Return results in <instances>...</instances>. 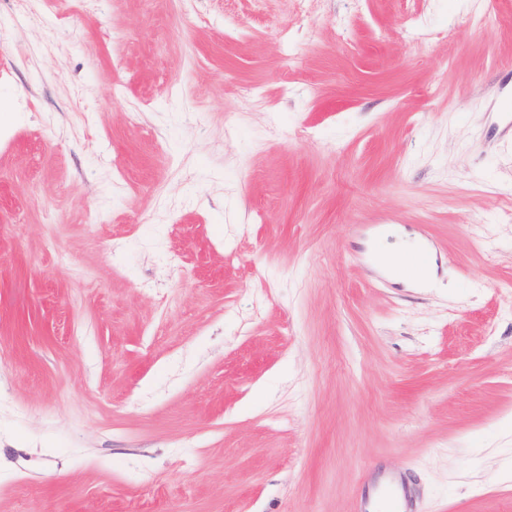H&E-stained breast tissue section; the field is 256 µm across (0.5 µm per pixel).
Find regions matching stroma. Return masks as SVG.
<instances>
[{
  "label": "stroma",
  "instance_id": "1",
  "mask_svg": "<svg viewBox=\"0 0 512 512\" xmlns=\"http://www.w3.org/2000/svg\"><path fill=\"white\" fill-rule=\"evenodd\" d=\"M507 97L505 0H0V512H512ZM403 500L407 503L405 491L397 482L386 480L372 496L363 512H378L381 508L387 512H407L403 507Z\"/></svg>",
  "mask_w": 512,
  "mask_h": 512
}]
</instances>
